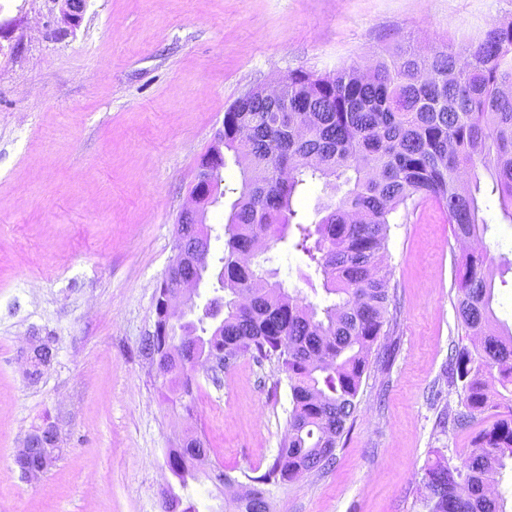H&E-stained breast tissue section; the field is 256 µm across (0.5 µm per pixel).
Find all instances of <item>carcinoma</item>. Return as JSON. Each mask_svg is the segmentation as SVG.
<instances>
[{"instance_id": "cac0c4a2", "label": "carcinoma", "mask_w": 512, "mask_h": 512, "mask_svg": "<svg viewBox=\"0 0 512 512\" xmlns=\"http://www.w3.org/2000/svg\"><path fill=\"white\" fill-rule=\"evenodd\" d=\"M362 76L360 67L331 73L295 71L277 95L261 88L239 97L224 112V149L245 161L239 194L220 258L224 324L208 337L207 314L175 325L156 306L150 348L163 363L164 382L191 394V374L228 346L237 356L276 362L286 374L292 408L288 433L265 473L251 478L255 493L269 494L298 475L333 463L356 397L369 368V351L387 319L389 273L380 257L393 214L410 201L430 200L448 214L454 235L479 238L488 229L466 176L479 182L490 173L492 193L512 221V19L494 21L470 49L444 44L422 54L397 44L384 50ZM320 182L336 201L312 224L294 209L297 193ZM295 229L292 248L323 277L338 300L322 308L270 281L263 263L246 262L274 247ZM488 255L456 260V316L467 336L481 337L469 349L455 346L448 379L461 388L453 419L464 429L489 409L488 387L512 386V333L493 327V279ZM204 446L182 441L165 463L181 488L202 478L215 487L235 477L215 466L203 473L193 456ZM512 459V415L498 418L475 438L459 465L439 458L427 465L419 499L425 512H504L488 480ZM196 512L192 502L168 488L164 508ZM224 512H264L262 503L224 501Z\"/></svg>"}]
</instances>
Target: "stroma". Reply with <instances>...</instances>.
<instances>
[{"label": "stroma", "mask_w": 512, "mask_h": 512, "mask_svg": "<svg viewBox=\"0 0 512 512\" xmlns=\"http://www.w3.org/2000/svg\"><path fill=\"white\" fill-rule=\"evenodd\" d=\"M62 0H0V512H162L167 448L180 426L209 459L256 476L287 431L291 392L275 362L244 356L198 371L192 395L163 386L145 345L155 293L199 163L244 93L296 70L366 66L397 43L465 48L512 0H87L78 25ZM229 191L209 206L211 253L241 167L225 153ZM480 177L493 309L512 329V220ZM448 217L429 201L399 208L383 263L388 316L334 464L271 488V512H421L418 488L437 455L466 458L477 433L512 413L502 388L471 427L448 355L456 317ZM265 265L309 302L305 257L288 243ZM52 337L38 381L21 338ZM55 424L60 452L29 480L15 463L35 428Z\"/></svg>", "instance_id": "35a3bbf8"}]
</instances>
